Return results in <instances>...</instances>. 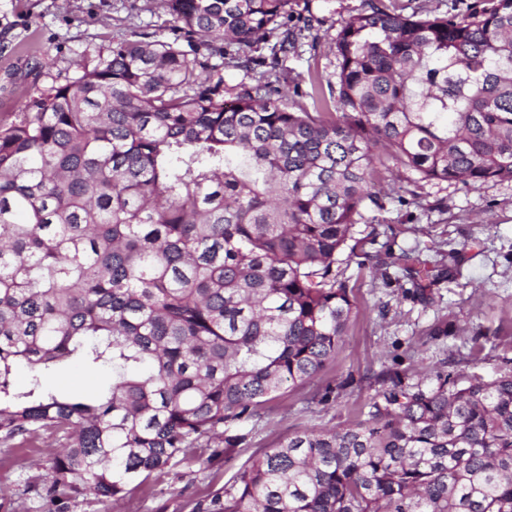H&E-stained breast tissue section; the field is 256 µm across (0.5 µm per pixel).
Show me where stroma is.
<instances>
[{
	"label": "stroma",
	"instance_id": "stroma-1",
	"mask_svg": "<svg viewBox=\"0 0 512 512\" xmlns=\"http://www.w3.org/2000/svg\"><path fill=\"white\" fill-rule=\"evenodd\" d=\"M366 0H292L288 25L302 31L295 51L272 58L268 45L246 50L252 73L287 88L289 109H313L310 76L336 79L330 39ZM174 22L161 0H0V118L17 111L50 77L70 75L78 60L135 32L172 35ZM387 193L382 223L357 225L358 237L375 244L419 246L429 261L448 252L462 258L446 271L427 299L413 293L397 269L388 276L349 260L340 277L354 289L355 315L335 358L313 379L284 385L253 422L251 445L192 465H178L132 485L110 507L92 497L68 502L65 512H191L194 502L223 486L253 451L288 435L321 431L366 419L386 373L405 382H434L436 374L487 377L512 370V183L474 188L460 182L429 183L402 168L381 170ZM100 377L74 363L47 377L50 391L86 398ZM57 447L0 446V482L10 486L0 512H43L47 486L43 460Z\"/></svg>",
	"mask_w": 512,
	"mask_h": 512
}]
</instances>
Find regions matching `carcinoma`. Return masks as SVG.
<instances>
[{"instance_id": "cac0c4a2", "label": "carcinoma", "mask_w": 512, "mask_h": 512, "mask_svg": "<svg viewBox=\"0 0 512 512\" xmlns=\"http://www.w3.org/2000/svg\"><path fill=\"white\" fill-rule=\"evenodd\" d=\"M291 2L164 0L174 37L99 49L0 122V444L58 441L48 512L248 445L232 424L335 357L355 308L336 265L385 208L376 148L423 181L512 182V0H368L334 38L338 120L262 77L224 86L249 68L224 46L270 42ZM201 46L222 62L195 66ZM364 257L420 298L436 280L415 248ZM72 362L112 382L46 390ZM386 381L366 421L251 456L193 512H512V370ZM397 5L404 8V14L419 15L467 14L481 11L492 6L491 0H398Z\"/></svg>"}]
</instances>
